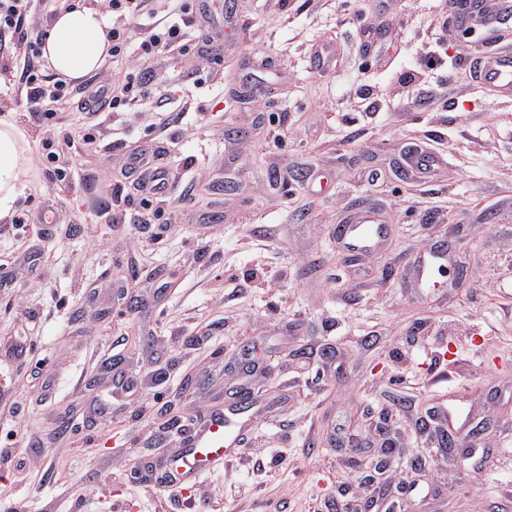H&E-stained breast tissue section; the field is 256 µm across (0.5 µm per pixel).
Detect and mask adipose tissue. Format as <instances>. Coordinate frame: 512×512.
<instances>
[{
    "label": "adipose tissue",
    "instance_id": "obj_1",
    "mask_svg": "<svg viewBox=\"0 0 512 512\" xmlns=\"http://www.w3.org/2000/svg\"><path fill=\"white\" fill-rule=\"evenodd\" d=\"M108 24L96 8L59 12L41 34V57L65 79L78 81L97 71L109 55ZM32 166L25 137L9 117H0V222L8 219L29 188Z\"/></svg>",
    "mask_w": 512,
    "mask_h": 512
}]
</instances>
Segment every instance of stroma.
I'll return each mask as SVG.
<instances>
[{
  "label": "stroma",
  "mask_w": 512,
  "mask_h": 512,
  "mask_svg": "<svg viewBox=\"0 0 512 512\" xmlns=\"http://www.w3.org/2000/svg\"><path fill=\"white\" fill-rule=\"evenodd\" d=\"M361 0H212L224 54L146 61V88L90 132L40 123L0 56V108L33 163L0 223V501L17 512H512V94L419 70L482 29L442 32L448 0H390L370 42ZM159 151L166 200L117 169ZM432 152V176L404 170ZM66 170L68 188L54 187ZM375 212L366 253L334 234ZM47 214L38 232L19 217ZM447 258L420 287L416 262ZM145 407L107 418V362ZM262 406L223 469L159 499L138 461L179 448L192 416ZM484 426L461 461L436 407ZM370 437L352 453L341 442ZM423 458L414 473L411 462ZM389 466L372 483L380 459Z\"/></svg>",
  "instance_id": "stroma-1"
}]
</instances>
